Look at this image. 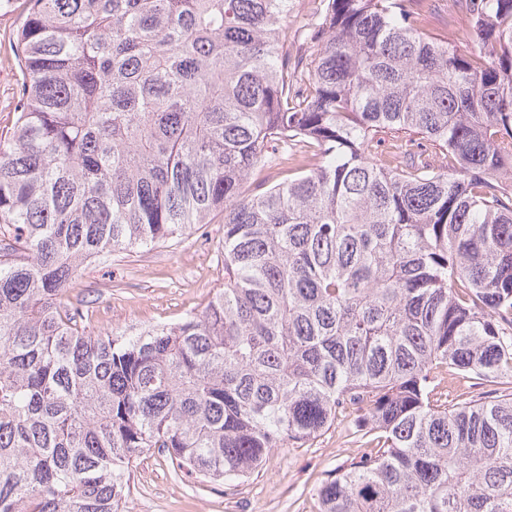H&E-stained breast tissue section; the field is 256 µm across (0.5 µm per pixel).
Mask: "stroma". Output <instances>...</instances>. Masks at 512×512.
<instances>
[{
	"instance_id": "35a3bbf8",
	"label": "stroma",
	"mask_w": 512,
	"mask_h": 512,
	"mask_svg": "<svg viewBox=\"0 0 512 512\" xmlns=\"http://www.w3.org/2000/svg\"><path fill=\"white\" fill-rule=\"evenodd\" d=\"M26 0H0V135L15 119V88L20 76L14 39ZM222 218L203 234L132 250H117L108 259L79 273L74 296L87 303L88 326L96 333L129 336L170 323L202 308L224 285L219 247ZM358 451L340 427L300 448L270 455L258 472L238 486L175 475L159 456L133 470L125 512H316L315 488L338 465Z\"/></svg>"
}]
</instances>
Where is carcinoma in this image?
Wrapping results in <instances>:
<instances>
[{
  "mask_svg": "<svg viewBox=\"0 0 512 512\" xmlns=\"http://www.w3.org/2000/svg\"><path fill=\"white\" fill-rule=\"evenodd\" d=\"M27 0L0 139V512L233 484L338 425L318 512H512V0ZM468 38L467 51L459 43ZM273 166L285 177L247 194ZM224 215V287L135 336L85 264ZM497 387L462 401L456 378Z\"/></svg>",
  "mask_w": 512,
  "mask_h": 512,
  "instance_id": "obj_1",
  "label": "carcinoma"
}]
</instances>
